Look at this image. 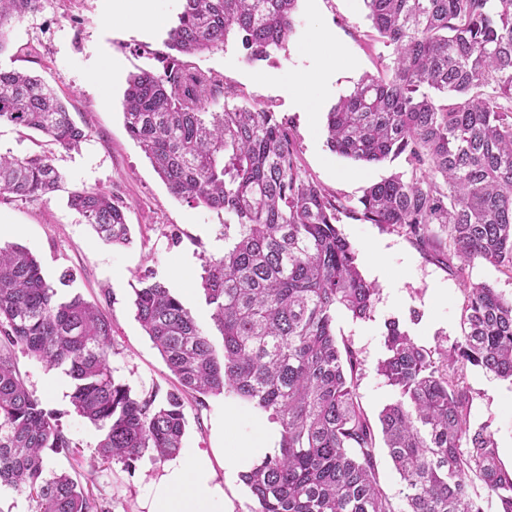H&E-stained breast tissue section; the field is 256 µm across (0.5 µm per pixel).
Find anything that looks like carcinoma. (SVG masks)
<instances>
[{"label":"carcinoma","instance_id":"obj_1","mask_svg":"<svg viewBox=\"0 0 512 512\" xmlns=\"http://www.w3.org/2000/svg\"><path fill=\"white\" fill-rule=\"evenodd\" d=\"M298 0H184L160 72L130 76L123 99L129 136L170 191L224 213V255L205 262L201 287L223 338L210 336L152 272L135 289L134 313L178 386L162 404L112 375V320L78 295L71 275L47 280L19 245L0 246V487L36 512H112L72 475L47 469L45 449L76 444L57 413L27 389L15 350L67 367L76 413L106 428L97 461L133 467L151 450L162 462L185 433V398L232 392L279 426L278 449L241 475L252 512H484L473 480L512 512V469L489 425L472 426L465 370L512 380V299L469 282L477 261L512 275V0H364L391 64L367 75L328 113V144L357 160L404 157L407 170L370 186L353 211L411 238L468 283L463 335L418 344L392 319L379 372L396 398L373 424L358 395L360 361L336 334V314L371 317L378 288L361 274L337 227L343 208L308 179L291 127L268 108L227 102L221 76L192 58L224 50L231 32L254 61L285 44ZM41 0H0V53L14 21ZM226 102L214 105L220 98ZM34 129L65 150L89 132L56 90L25 71L0 69V124ZM47 154H0V197L61 188ZM68 206L112 244L129 242L123 202L102 190ZM457 264H452V260ZM384 443L398 495L378 477Z\"/></svg>","mask_w":512,"mask_h":512}]
</instances>
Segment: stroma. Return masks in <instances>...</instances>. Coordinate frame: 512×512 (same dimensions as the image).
<instances>
[{
  "instance_id": "35a3bbf8",
  "label": "stroma",
  "mask_w": 512,
  "mask_h": 512,
  "mask_svg": "<svg viewBox=\"0 0 512 512\" xmlns=\"http://www.w3.org/2000/svg\"><path fill=\"white\" fill-rule=\"evenodd\" d=\"M182 9L183 0H153L155 19L143 26L113 18L107 0H42L37 12L14 23L11 46L0 55L1 68L38 75L53 86L74 119L90 131L79 149L66 151L51 147L37 132L0 125L1 153L51 152L64 176L60 190L51 195L0 202V243L29 249L47 279L70 272L72 292L98 304L112 320L115 379L134 395L153 392L161 400L176 381L134 317L133 289L144 271H152L208 333H215L201 275L206 258L224 253V216L170 192L129 137L122 100L132 74L162 70L167 34ZM321 35L337 37L343 48V59L329 77L321 58L309 51ZM391 53L372 29L362 0H299L294 34L283 46L270 48L264 60L247 57L235 34L224 50L195 59L199 69L223 74L235 92V104L270 105L288 118L302 170L347 210L338 227L355 247L362 275L376 283L379 293L369 319L355 320L340 312L336 327L359 353L358 392L372 418L395 397L378 372L386 321L398 319L418 343L432 347L461 336L465 298L464 282L405 235L350 216L368 186L405 171L404 160L356 162L327 143L328 112L364 75L390 63ZM108 62L115 67L110 75L104 71ZM263 72L274 74L276 83L259 81ZM304 74L309 80L303 84L299 78ZM91 189L112 192L123 201L128 244L104 243L68 207L71 192ZM414 311L420 314L415 322L410 319ZM17 362L28 390L58 413L62 428L79 448L75 457L48 453L50 470L70 473L77 464L96 458L104 432L74 412L71 380L64 370L22 353ZM465 380L472 395L471 423L489 425L502 465L512 468V382L472 366ZM228 403L243 414L242 430H249L251 420L260 416L233 394L187 399L183 447H213L214 430L223 425ZM157 469L148 453L129 470L120 464L104 466L93 475V490L111 501L112 512H142L148 478Z\"/></svg>"
}]
</instances>
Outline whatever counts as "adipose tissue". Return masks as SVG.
<instances>
[{"mask_svg": "<svg viewBox=\"0 0 512 512\" xmlns=\"http://www.w3.org/2000/svg\"><path fill=\"white\" fill-rule=\"evenodd\" d=\"M239 420L237 409L225 405L221 447L188 448L165 460L148 481L145 512H232L225 482L272 452L273 431L268 425L256 424L251 436L243 438L237 431Z\"/></svg>", "mask_w": 512, "mask_h": 512, "instance_id": "adipose-tissue-1", "label": "adipose tissue"}]
</instances>
